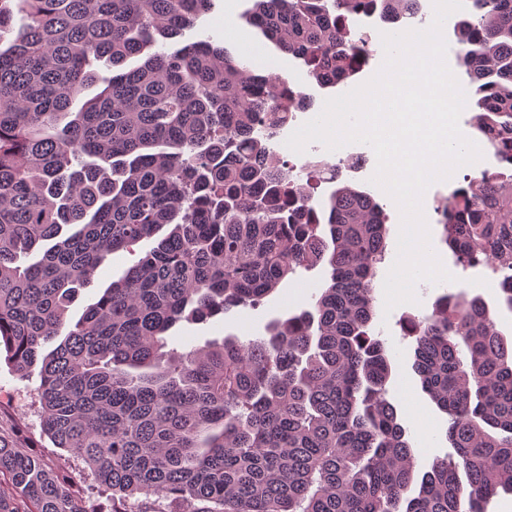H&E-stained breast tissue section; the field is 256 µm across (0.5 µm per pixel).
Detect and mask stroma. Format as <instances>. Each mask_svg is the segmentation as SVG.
I'll return each instance as SVG.
<instances>
[{
	"instance_id": "35a3bbf8",
	"label": "stroma",
	"mask_w": 512,
	"mask_h": 512,
	"mask_svg": "<svg viewBox=\"0 0 512 512\" xmlns=\"http://www.w3.org/2000/svg\"><path fill=\"white\" fill-rule=\"evenodd\" d=\"M249 6L250 0H213L210 12L202 15L181 36L166 42L165 47L171 50L196 41H209L228 48L251 69L283 76L306 93L310 99L309 106L295 112L293 120L271 141L270 146L297 167H310V184L315 188L316 197H326L333 189L322 171L323 166L336 165L340 168L342 182L369 193L381 205L387 216L388 247L383 262L378 266V276L386 278L397 257L400 213L395 202L370 181L377 165L373 149L363 143H352L329 151L323 144L313 142L304 153L298 154L287 147L286 140L302 124L321 112L326 99L356 88L377 73L385 56L381 36L390 32V25L375 16L357 18L353 24L354 30L368 33L371 37L372 55L369 62L348 85L324 90L309 76L306 68L255 36L243 20ZM453 189V182L439 181L432 184L423 197L431 246L452 274V281L419 283L416 288L417 303L401 304L389 315H378L372 328L374 336L383 341L391 360L392 378L388 385V398L397 407L407 429L406 437L415 452V472L419 475L430 470L435 460L448 454V417L420 387L419 378L412 367L416 343L414 338L403 334V321L410 316L421 318L430 315L438 297L462 289L470 295L482 297L497 330L506 340H512V311L501 303L497 289L490 286L494 279L492 270L486 266L464 268L456 265L443 241L440 211L447 204ZM156 244V239L152 238L140 242L133 250L108 256L95 272L91 285L80 292L71 306L70 321H77L86 307L97 301L112 281L124 275ZM325 278L326 272L320 267L297 269L295 275L268 295L258 307L236 309L204 322H179L167 336L168 346L185 352L214 340H222L227 335L244 340L264 336L265 327L271 319L309 308L313 295L319 293ZM38 384V376L20 377L12 372L6 362H0V432L13 433L21 446L38 454L48 468L64 473L70 488L81 495L92 512H110L111 493L98 484L81 458L54 447L43 435L40 405L35 397Z\"/></svg>"
}]
</instances>
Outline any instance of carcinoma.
<instances>
[{
	"mask_svg": "<svg viewBox=\"0 0 512 512\" xmlns=\"http://www.w3.org/2000/svg\"><path fill=\"white\" fill-rule=\"evenodd\" d=\"M0 49V346L39 367L43 429L80 457L112 502L166 512H483L512 490V346L480 297L410 317L413 368L448 415L453 452L418 489L387 398L392 366L370 335L382 207L348 185L325 199L269 147L306 104L226 48L152 51L213 0H22ZM457 36L497 166L452 192L440 224L455 264L491 265L512 311V0H467ZM420 0H253L248 23L335 88L368 59L354 19L396 24ZM138 62L130 66L129 60ZM105 61L112 74L95 63ZM90 85L101 90L78 110ZM165 234L52 350L105 257ZM329 281L314 307L167 351L180 321L260 303L299 267ZM0 512H92L0 436Z\"/></svg>",
	"mask_w": 512,
	"mask_h": 512,
	"instance_id": "1",
	"label": "carcinoma"
}]
</instances>
